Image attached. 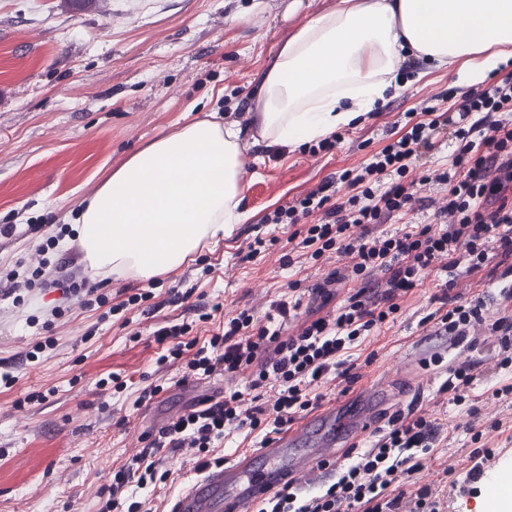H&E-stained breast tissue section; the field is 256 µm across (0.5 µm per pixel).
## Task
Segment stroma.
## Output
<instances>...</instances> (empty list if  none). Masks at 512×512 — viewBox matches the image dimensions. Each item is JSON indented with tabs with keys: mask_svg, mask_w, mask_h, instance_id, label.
Listing matches in <instances>:
<instances>
[{
	"mask_svg": "<svg viewBox=\"0 0 512 512\" xmlns=\"http://www.w3.org/2000/svg\"><path fill=\"white\" fill-rule=\"evenodd\" d=\"M336 0H0V371L16 376L0 387V512H97V493L113 472L126 466L143 438L169 421L171 412L204 403L219 390L243 388L242 376L181 382L176 369L159 370L162 354L154 339L160 327L190 321L186 338L203 343L215 322L194 319L193 304L249 310L264 321L273 303L301 299L303 309L327 314L346 303L354 284H327L333 265L286 264L290 230L263 223L283 199L306 195L328 177L361 168L400 138L398 115L441 91L464 92L456 67H420L419 81H404L383 112L341 128L329 153L313 157L290 146L268 157L260 138L256 95L259 81L282 46L312 15L334 10ZM249 105L237 119L246 223L204 244L192 260L154 282L98 277L109 305L151 289V299L127 313L104 315L79 298L64 297L54 266H41V249L61 224L72 223L78 204L111 171L149 142L212 112ZM273 240L270 250L245 256L254 238ZM41 269L40 286L22 302L4 295L6 275L30 276ZM449 274L429 273L385 323L349 349L347 383L328 381L319 389L322 407L349 399L348 393L400 368L394 411H426L442 431L422 459L416 478L447 498V512H481L496 486L495 469L512 472V408L491 397L493 387L512 383V367L500 368L499 346L487 328L456 345L432 335L427 319L440 307ZM328 286L332 297L317 295ZM64 314L52 319L54 306ZM54 349L29 353L45 336ZM474 364L476 378L461 403L442 387L449 369ZM112 377L120 390L100 388ZM157 380L162 392L134 409L138 388ZM42 401L15 407L28 394ZM109 412H102L101 404ZM501 427H493V420ZM486 446L501 448L495 469L472 476V430ZM169 471L155 488L136 489L170 512L180 493L198 478L183 448L160 453Z\"/></svg>",
	"mask_w": 512,
	"mask_h": 512,
	"instance_id": "1",
	"label": "stroma"
}]
</instances>
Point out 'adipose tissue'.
<instances>
[{"instance_id": "1", "label": "adipose tissue", "mask_w": 512, "mask_h": 512, "mask_svg": "<svg viewBox=\"0 0 512 512\" xmlns=\"http://www.w3.org/2000/svg\"><path fill=\"white\" fill-rule=\"evenodd\" d=\"M484 78L512 58V0H337L307 18L266 71L264 136L290 145L353 125L385 101L404 50ZM240 130L205 117L131 156L75 215L91 275L148 280L243 223Z\"/></svg>"}]
</instances>
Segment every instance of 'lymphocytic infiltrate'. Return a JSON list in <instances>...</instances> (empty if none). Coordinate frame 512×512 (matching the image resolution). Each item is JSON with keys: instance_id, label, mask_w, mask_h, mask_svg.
Here are the masks:
<instances>
[{"instance_id": "obj_1", "label": "lymphocytic infiltrate", "mask_w": 512, "mask_h": 512, "mask_svg": "<svg viewBox=\"0 0 512 512\" xmlns=\"http://www.w3.org/2000/svg\"><path fill=\"white\" fill-rule=\"evenodd\" d=\"M447 93L438 103L420 102L430 122L386 145L361 169L348 170L340 180L348 194L339 196L317 189L304 197L284 201L264 217L268 224H291V251L300 259L339 264L341 278L361 287L335 313L299 318L298 304H273L275 318L298 320L295 334L259 324L248 311L224 319L221 332L184 358L179 337L188 323L160 328L155 340L168 344L165 364L180 366L184 378L246 373L245 389L233 390L222 401L191 409L161 428L132 456L127 467L113 474L100 489L98 512H160L152 499H130L127 485L156 483L165 448H186L195 471L223 465L217 448L226 431L257 429L262 420L251 406L250 391L270 389L275 425L293 421L296 414L315 408L318 398L310 387L339 377L345 350L374 325L399 309V302L417 288L424 270L436 268L472 274L494 259L504 260L512 275V122L500 120L512 112V71L500 80L462 92L456 109L444 108ZM447 131L458 143L449 168L417 179L408 173L420 150L433 147L436 132ZM386 189H379L383 177ZM433 207L434 222L399 236L375 235L376 226L413 211L420 201ZM451 309L436 321V333L459 343L471 329L486 324L481 297L457 292ZM490 324V323H487ZM504 353L501 367L512 364V317L490 324ZM439 436L428 413L392 417L386 432L348 465L319 494L300 495L287 487L257 505L255 512H447L448 504L433 497L429 488L415 483L421 456ZM399 492H392V485Z\"/></svg>"}]
</instances>
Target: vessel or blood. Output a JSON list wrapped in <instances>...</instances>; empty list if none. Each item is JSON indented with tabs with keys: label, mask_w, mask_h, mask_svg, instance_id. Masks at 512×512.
<instances>
[{
	"label": "vessel or blood",
	"mask_w": 512,
	"mask_h": 512,
	"mask_svg": "<svg viewBox=\"0 0 512 512\" xmlns=\"http://www.w3.org/2000/svg\"><path fill=\"white\" fill-rule=\"evenodd\" d=\"M396 394L387 379L364 386L350 404L323 410L255 452L208 471L177 499L174 512H248L288 484H307L357 447Z\"/></svg>",
	"instance_id": "1"
}]
</instances>
